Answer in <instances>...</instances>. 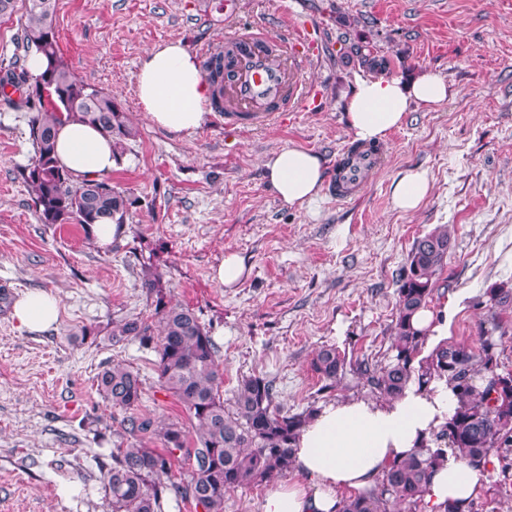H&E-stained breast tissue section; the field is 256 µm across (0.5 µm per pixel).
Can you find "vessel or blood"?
<instances>
[{
  "label": "vessel or blood",
  "mask_w": 512,
  "mask_h": 512,
  "mask_svg": "<svg viewBox=\"0 0 512 512\" xmlns=\"http://www.w3.org/2000/svg\"><path fill=\"white\" fill-rule=\"evenodd\" d=\"M224 133L234 137L279 112L316 111L322 93L301 77L322 57L326 45L312 24L276 36L258 25L235 28L225 36ZM380 164L379 151H357L339 158L327 193L344 201L355 197Z\"/></svg>",
  "instance_id": "vessel-or-blood-1"
}]
</instances>
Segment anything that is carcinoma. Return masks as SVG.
<instances>
[{
	"label": "carcinoma",
	"instance_id": "1",
	"mask_svg": "<svg viewBox=\"0 0 512 512\" xmlns=\"http://www.w3.org/2000/svg\"><path fill=\"white\" fill-rule=\"evenodd\" d=\"M24 2L15 52L0 66V104L29 114L34 156L19 176L34 196L41 223L74 222L87 231L93 224L111 222L120 229L126 225L130 198L105 179L73 177L58 165L54 141L63 120H83L111 136L122 155L135 130L112 96L80 81L64 59L54 32L56 0ZM32 52L47 61L34 84L25 68ZM203 69L214 92H220L224 47L216 48ZM453 247L445 226L415 241L396 280L391 343L382 359H354L333 345L321 347L313 359V371L330 390L351 375L368 394L386 401L403 397L414 384L427 390L432 383H443L456 397L452 415L430 439L392 462L372 489L343 499L338 512H392L395 505L417 512L432 473L450 449L475 469L493 452L502 474L512 470V370L500 361L512 323V280L494 282L482 294L479 349L443 341L421 355L427 334L415 326L414 316L429 307L434 278L447 266ZM144 269L142 287L153 297L154 319L121 320L107 338L114 343L136 340L156 353L160 385L184 409L189 423L143 417L139 374L123 364L106 367L96 377V390L124 412L127 438L112 450L111 462L99 464L100 479L112 512H164L170 495L201 512H224L227 491L270 482L288 471L294 443L317 406L312 403L300 412L284 409L275 381L259 375L241 377L231 396L224 397L219 347L201 312L172 301L154 263ZM147 437L161 447H148ZM179 453L186 455L189 467L176 478L173 464Z\"/></svg>",
	"mask_w": 512,
	"mask_h": 512
}]
</instances>
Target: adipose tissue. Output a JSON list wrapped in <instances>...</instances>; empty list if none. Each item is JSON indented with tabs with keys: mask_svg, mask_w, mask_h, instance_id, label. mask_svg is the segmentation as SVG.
<instances>
[{
	"mask_svg": "<svg viewBox=\"0 0 512 512\" xmlns=\"http://www.w3.org/2000/svg\"><path fill=\"white\" fill-rule=\"evenodd\" d=\"M139 100L149 120L171 133L189 134L206 120L209 84L195 58L178 42L149 51L139 68ZM447 83L432 72L403 81L377 77L357 82L345 101L347 123L355 139L381 141L399 126L411 105L432 109L445 103ZM55 151L64 168L78 179H99L111 173L118 154L110 138L76 120L58 129ZM323 157L288 148L264 162V175L281 202L292 208L309 205L325 179ZM60 300L34 291L19 298L12 316L19 327L41 331L58 319ZM455 399L446 385L426 393L409 388L397 401L364 398L339 400L316 412L296 442L293 466L297 480H284L269 490L263 512H337L343 498L369 490L396 458L415 451L433 429L452 414ZM495 457L474 469L456 453L428 483L419 512H442L449 502L467 505L485 489Z\"/></svg>",
	"mask_w": 512,
	"mask_h": 512,
	"instance_id": "adipose-tissue-1",
	"label": "adipose tissue"
}]
</instances>
